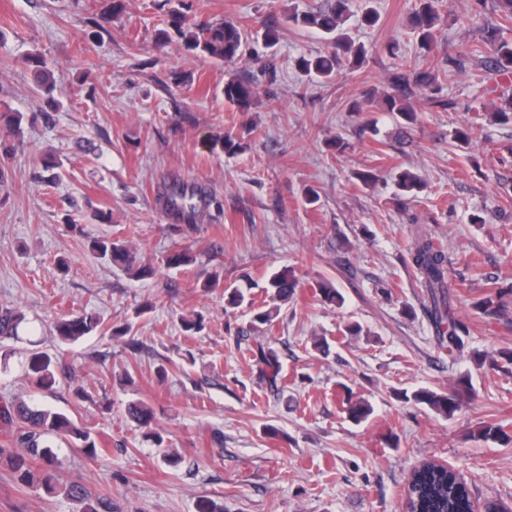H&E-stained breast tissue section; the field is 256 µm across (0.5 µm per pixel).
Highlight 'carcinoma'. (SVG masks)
<instances>
[{
    "label": "carcinoma",
    "mask_w": 512,
    "mask_h": 512,
    "mask_svg": "<svg viewBox=\"0 0 512 512\" xmlns=\"http://www.w3.org/2000/svg\"><path fill=\"white\" fill-rule=\"evenodd\" d=\"M500 22L487 26L485 42L493 47V56L484 64L488 73L512 69V41L503 39L501 23L512 24V0H496ZM350 12V0H331L325 10L293 12L288 19L304 28H314L327 40L330 51L324 54L302 56L298 58V68L305 74L315 73L329 80L343 70L363 67L368 50L365 45L357 44L345 32L342 25ZM440 19L436 0H417L411 23L414 32L424 46H431L436 39ZM168 25L177 34L188 37L191 47L204 55L226 64H231L245 54L248 46V34L233 22L193 24L187 15L179 10L169 14ZM439 75L431 68L422 69L409 75L400 72L393 78V92L383 95L379 108L383 112H396L404 121L401 134H407L408 126L414 124L416 111L412 102L414 89L429 92L432 104L441 107L448 102L437 97ZM224 98L236 105L241 111L251 108L255 98L253 87L240 80H230L224 85ZM396 186L403 197H415L420 189L417 176L404 171L396 178ZM193 194L188 188L175 189L168 197L172 207L194 211L190 204ZM92 248L113 265L122 268L137 278L145 279L154 274L153 267L141 264L135 251L119 239L107 236L92 240ZM407 254L413 268L430 298L429 316L437 328V337L441 346L450 353L463 348L459 336V326L448 312V259L444 251L437 248L424 232H418L411 238ZM298 279L286 272L270 275L264 286L271 300L288 302L296 294ZM27 318L19 310L0 305V338L20 339L26 329ZM105 330L99 314L83 311L77 315L59 319L54 326V336L63 343H75L85 336ZM258 363L264 365L262 372L268 381L275 385L280 374V363L276 354L258 348ZM26 376L36 391H44L55 384L54 363L44 353L31 351L28 355ZM462 389L454 394L438 393L431 389L420 388L412 392L402 390L398 398L404 403L428 407L448 417L461 409V395L468 389L469 383L460 382ZM349 418L361 423L373 414V407L365 402L346 401ZM128 416L141 426H147L153 418L150 405L144 400L130 401L125 407ZM0 419L7 424L18 426L20 436L16 439L17 448L0 446V457L7 456L16 474V481L27 488L42 489L48 495H65L83 504L82 512H112V500L94 495L79 484L61 486L54 481L52 471L64 464V458L58 449L66 446L83 447L91 457L98 456L103 448L98 446L87 427L75 422L61 412L44 409L33 404L32 400L18 398L0 407ZM477 437L484 441L511 442L503 426L485 424L477 430ZM407 512H473L474 500L462 478L453 470L434 462H426L411 475L405 499Z\"/></svg>",
    "instance_id": "carcinoma-1"
}]
</instances>
